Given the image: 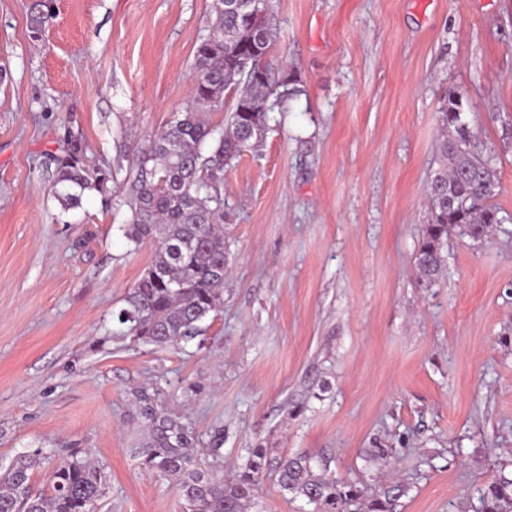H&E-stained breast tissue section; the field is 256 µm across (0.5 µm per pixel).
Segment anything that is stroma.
Segmentation results:
<instances>
[{"label": "stroma", "mask_w": 512, "mask_h": 512, "mask_svg": "<svg viewBox=\"0 0 512 512\" xmlns=\"http://www.w3.org/2000/svg\"><path fill=\"white\" fill-rule=\"evenodd\" d=\"M31 3L0 0V463L82 448L108 512H187L134 454L148 387L201 443L223 432L225 475L262 446L374 489L383 448L410 485L396 512H474L512 463V234L449 235L426 291L414 256L444 94L512 215V0H269L271 79L302 93L226 166L224 306L166 349L112 318L154 250L124 237L125 194L63 210L52 157L76 139L134 176L191 95L211 0H54L37 40Z\"/></svg>", "instance_id": "stroma-1"}]
</instances>
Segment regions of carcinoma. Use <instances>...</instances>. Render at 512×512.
Here are the masks:
<instances>
[{
    "mask_svg": "<svg viewBox=\"0 0 512 512\" xmlns=\"http://www.w3.org/2000/svg\"><path fill=\"white\" fill-rule=\"evenodd\" d=\"M53 17L47 0H34L27 17L32 37L41 35ZM274 16L268 0H258L249 20L213 0L208 34L197 40L190 101L136 154V174L123 186L132 211L121 230L128 241L156 243L152 260L116 314L133 341L157 348L189 343L201 335L200 324L224 304V168L262 139L268 113L301 93L294 79L271 83ZM234 102L230 122L207 118L224 109L225 92ZM441 136L438 166L430 173L427 197L430 222L415 261L417 287H434L444 268V241L454 232L474 242L512 221L494 198L500 182L494 159L471 154L474 139L464 120L461 97L445 96L439 108ZM78 141L55 158L54 194L62 208L79 205L83 193L106 194L112 170L87 169ZM144 441L138 450L142 468L173 482L190 512H247L262 480L276 476L283 492L302 496L313 512H394L408 485L394 482L375 493L314 472L302 454L272 461L270 449L254 448L244 467L231 478L218 473L224 435L216 433L199 450L195 429L159 393L135 391ZM41 448L21 453L0 466V512H95L108 490L104 469L80 448H71L50 471V490L33 486V474L51 463ZM478 512H512V477L499 475L479 490Z\"/></svg>",
    "mask_w": 512,
    "mask_h": 512,
    "instance_id": "cac0c4a2",
    "label": "carcinoma"
}]
</instances>
